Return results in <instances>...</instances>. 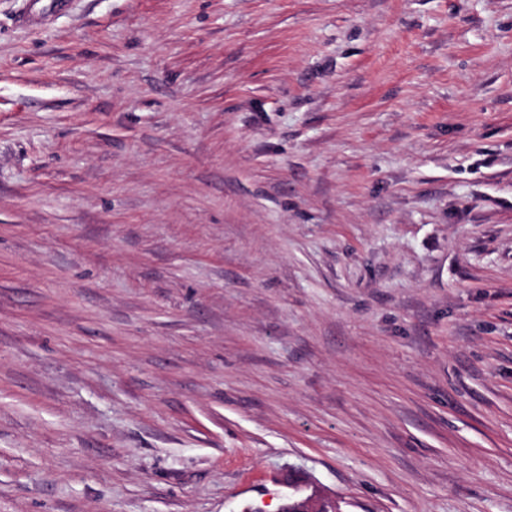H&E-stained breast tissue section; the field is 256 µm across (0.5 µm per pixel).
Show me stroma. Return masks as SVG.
Wrapping results in <instances>:
<instances>
[{
    "mask_svg": "<svg viewBox=\"0 0 512 512\" xmlns=\"http://www.w3.org/2000/svg\"><path fill=\"white\" fill-rule=\"evenodd\" d=\"M512 512V0H0V512ZM281 483L286 489L292 492H285L283 495L284 504L280 507L279 512H321L318 511L324 501V497L317 494H311L307 497L297 496L300 488L305 484V481L296 474L288 473L283 476ZM294 501L293 505L295 510L290 508L289 501Z\"/></svg>",
    "mask_w": 512,
    "mask_h": 512,
    "instance_id": "1",
    "label": "stroma"
}]
</instances>
